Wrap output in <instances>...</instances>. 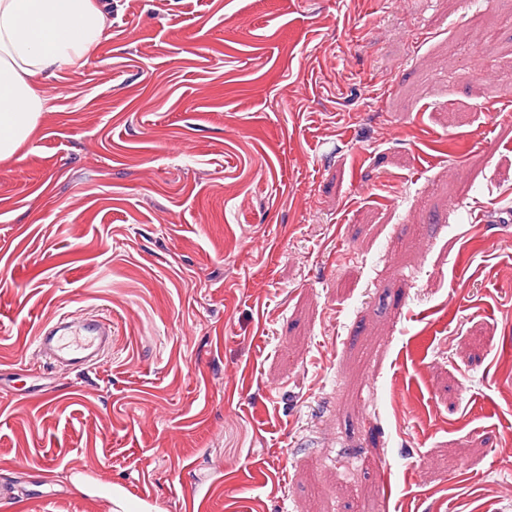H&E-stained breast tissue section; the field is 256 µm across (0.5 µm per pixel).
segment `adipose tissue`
Instances as JSON below:
<instances>
[{"mask_svg":"<svg viewBox=\"0 0 512 512\" xmlns=\"http://www.w3.org/2000/svg\"><path fill=\"white\" fill-rule=\"evenodd\" d=\"M107 25L98 0H0V160L16 154L47 111L39 83L83 66Z\"/></svg>","mask_w":512,"mask_h":512,"instance_id":"1","label":"adipose tissue"}]
</instances>
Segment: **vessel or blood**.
I'll return each instance as SVG.
<instances>
[{"label":"vessel or blood","instance_id":"b4317fda","mask_svg":"<svg viewBox=\"0 0 512 512\" xmlns=\"http://www.w3.org/2000/svg\"><path fill=\"white\" fill-rule=\"evenodd\" d=\"M111 317L84 309L43 323L34 337L39 361L64 372H86L99 366L112 349Z\"/></svg>","mask_w":512,"mask_h":512}]
</instances>
